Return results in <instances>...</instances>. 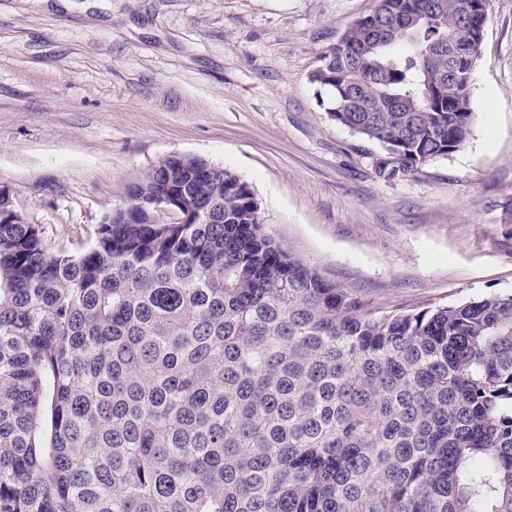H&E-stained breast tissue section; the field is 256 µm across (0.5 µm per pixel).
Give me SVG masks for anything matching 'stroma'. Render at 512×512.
<instances>
[{"label": "stroma", "instance_id": "35a3bbf8", "mask_svg": "<svg viewBox=\"0 0 512 512\" xmlns=\"http://www.w3.org/2000/svg\"><path fill=\"white\" fill-rule=\"evenodd\" d=\"M375 0H0V186L90 247L173 155L253 188L268 229L371 309L512 293V0H487L466 144L399 181L311 73Z\"/></svg>", "mask_w": 512, "mask_h": 512}]
</instances>
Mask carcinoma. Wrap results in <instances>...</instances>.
<instances>
[{"label":"carcinoma","mask_w":512,"mask_h":512,"mask_svg":"<svg viewBox=\"0 0 512 512\" xmlns=\"http://www.w3.org/2000/svg\"><path fill=\"white\" fill-rule=\"evenodd\" d=\"M466 3L378 0L312 73L386 180L471 133ZM0 214V512H512V293L372 312L188 155L76 255ZM150 205L155 215L161 217L173 215L182 220L180 209L187 211L184 200L174 196L155 197Z\"/></svg>","instance_id":"obj_1"}]
</instances>
